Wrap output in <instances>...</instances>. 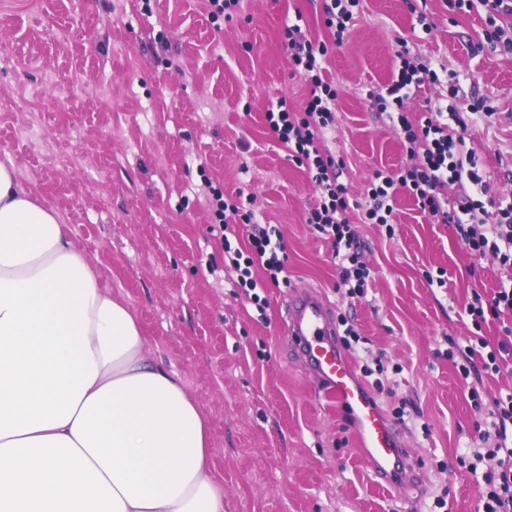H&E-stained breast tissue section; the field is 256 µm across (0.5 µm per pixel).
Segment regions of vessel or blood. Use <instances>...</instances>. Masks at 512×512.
Segmentation results:
<instances>
[{"label": "vessel or blood", "instance_id": "1", "mask_svg": "<svg viewBox=\"0 0 512 512\" xmlns=\"http://www.w3.org/2000/svg\"><path fill=\"white\" fill-rule=\"evenodd\" d=\"M284 332L323 397L355 425L373 474L408 499L419 488L422 472L394 423L355 377L327 301L316 291H297L286 306Z\"/></svg>", "mask_w": 512, "mask_h": 512}]
</instances>
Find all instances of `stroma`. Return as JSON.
Returning a JSON list of instances; mask_svg holds the SVG:
<instances>
[{
	"instance_id": "1",
	"label": "stroma",
	"mask_w": 512,
	"mask_h": 512,
	"mask_svg": "<svg viewBox=\"0 0 512 512\" xmlns=\"http://www.w3.org/2000/svg\"><path fill=\"white\" fill-rule=\"evenodd\" d=\"M360 0L358 18L332 48L322 76L336 82L328 146L341 180L361 198L372 172L407 162L400 137L372 109L407 46L412 59L445 65L458 111L474 116L467 145L497 198H512V55L484 43L483 10L428 0ZM324 0H240L209 19L206 0H0V161L34 199L54 209L102 287L122 296L206 414L210 466L224 512H482L485 466L471 450L484 407L512 392V371L470 386L448 358L475 334L503 340L497 320L474 330L465 307L492 295L505 273L471 255L447 224L429 223L416 199H394L392 227L360 224L367 294L339 290L331 245L307 212L318 187L265 122L286 102L302 110L310 85L291 76L286 25L329 40ZM179 68L167 66L168 57ZM253 198L259 223L277 227L288 280L261 291L265 311L235 295L211 231L204 180ZM443 274V283L429 275ZM322 294L364 341L354 367L381 358L389 371L374 397L385 413H417L399 431L425 465L422 491L401 503L373 476L349 419L325 401L283 336L284 300ZM443 507H436L437 499Z\"/></svg>"
}]
</instances>
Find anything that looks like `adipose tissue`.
I'll return each instance as SVG.
<instances>
[{
	"label": "adipose tissue",
	"mask_w": 512,
	"mask_h": 512,
	"mask_svg": "<svg viewBox=\"0 0 512 512\" xmlns=\"http://www.w3.org/2000/svg\"><path fill=\"white\" fill-rule=\"evenodd\" d=\"M208 420L0 163V512H224Z\"/></svg>",
	"instance_id": "1"
}]
</instances>
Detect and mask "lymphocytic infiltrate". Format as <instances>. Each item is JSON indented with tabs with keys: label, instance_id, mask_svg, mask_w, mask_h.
I'll return each mask as SVG.
<instances>
[{
	"label": "lymphocytic infiltrate",
	"instance_id": "obj_1",
	"mask_svg": "<svg viewBox=\"0 0 512 512\" xmlns=\"http://www.w3.org/2000/svg\"><path fill=\"white\" fill-rule=\"evenodd\" d=\"M477 4L486 10V42L512 54V38H505L498 23L500 16L512 15V0H448L454 10ZM284 35L291 71L311 83V95L302 111L290 110L283 103L267 112L266 121L292 160L306 167L319 187L308 221L331 239L340 281L349 286L351 294L364 295L370 271L362 260L350 212L359 210L366 224L391 225L394 198L401 191L413 194L430 223L452 225L456 238L471 254L491 255L502 268L512 271V202L505 204L490 197L486 175L474 151L466 147L469 116L450 107L444 96L428 101L418 120H410L404 110L411 91L440 84L438 71L428 64L413 63L407 51H400L390 82L383 92L371 94L372 107L387 114L400 136L408 162L395 171L376 169L363 201L353 204L346 185L339 180L340 161L322 146L335 123L338 96L335 82L323 80L321 75L329 42L311 40L297 25L286 27ZM208 192L214 226L224 248V267L234 273V286L257 307H264L254 272L263 270L264 281L279 285L285 271L280 231L255 224L252 213L242 212L237 200L225 198L223 188L212 185ZM232 214L242 215V223H229ZM241 238L246 239V247H238ZM507 313L512 314V280L501 284L490 297L473 292L466 306L477 329L485 324L487 315ZM503 331L504 341L492 344L483 338L478 346L458 348L462 376H470L477 355L484 370L500 371L504 356H512V325L504 326ZM488 415L486 427L479 433L482 446L473 452L477 461L490 465L482 492L483 512H512V393L493 399Z\"/></svg>",
	"mask_w": 512,
	"mask_h": 512
}]
</instances>
